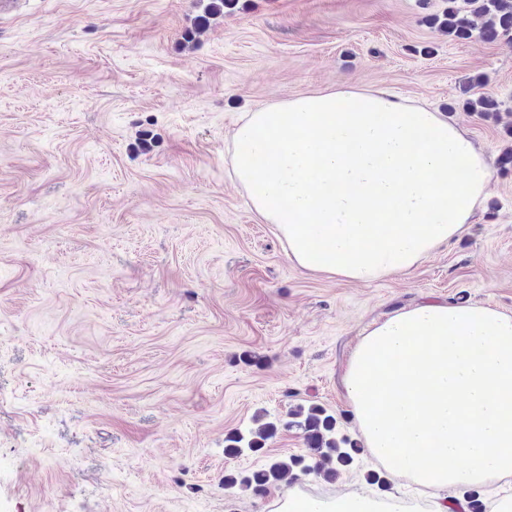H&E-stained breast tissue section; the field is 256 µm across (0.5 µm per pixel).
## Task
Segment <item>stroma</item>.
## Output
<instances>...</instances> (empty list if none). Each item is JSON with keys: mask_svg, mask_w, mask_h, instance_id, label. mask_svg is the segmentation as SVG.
Masks as SVG:
<instances>
[{"mask_svg": "<svg viewBox=\"0 0 512 512\" xmlns=\"http://www.w3.org/2000/svg\"><path fill=\"white\" fill-rule=\"evenodd\" d=\"M465 0H24L0 16V512H276L405 478L257 492L224 482L308 455L316 404L361 441L342 379L362 335L426 301L512 314V36L431 23ZM499 119L462 106L469 77ZM444 113L492 177L465 232L369 284L309 273L232 174L245 113L317 91ZM256 453L225 436L255 417ZM273 431L274 426L271 423L259 425L249 432L248 437L238 431H234L225 439L226 442L230 443L227 445V450L234 453H242L244 450L258 452L264 448L266 441L272 436Z\"/></svg>", "mask_w": 512, "mask_h": 512, "instance_id": "1", "label": "stroma"}]
</instances>
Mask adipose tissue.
<instances>
[{"mask_svg": "<svg viewBox=\"0 0 512 512\" xmlns=\"http://www.w3.org/2000/svg\"><path fill=\"white\" fill-rule=\"evenodd\" d=\"M232 166L288 256L368 284L469 224L491 169L456 122L382 94L299 96L249 113ZM343 385L372 457L447 492L512 475V315L428 301L368 330ZM281 512H381L361 492Z\"/></svg>", "mask_w": 512, "mask_h": 512, "instance_id": "obj_1", "label": "adipose tissue"}]
</instances>
